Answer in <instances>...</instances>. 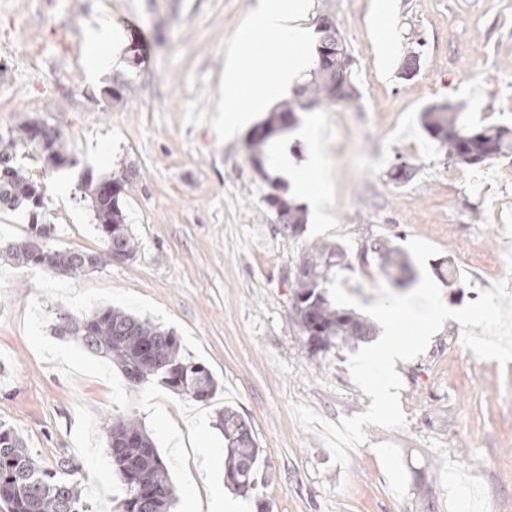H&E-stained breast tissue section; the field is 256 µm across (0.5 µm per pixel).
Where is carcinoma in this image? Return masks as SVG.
I'll use <instances>...</instances> for the list:
<instances>
[{"label":"carcinoma","mask_w":512,"mask_h":512,"mask_svg":"<svg viewBox=\"0 0 512 512\" xmlns=\"http://www.w3.org/2000/svg\"><path fill=\"white\" fill-rule=\"evenodd\" d=\"M334 30L338 49L329 61H316L310 78L295 90L294 104L273 111L247 141L252 162L262 164L261 147L282 132L287 121L297 124L295 109L302 111L328 100L330 83L346 78L345 101H355L354 61L333 18H319L318 40ZM428 135L444 148L451 162L467 168H479L494 158L512 157V129L504 125L472 127L449 104L432 105L421 116ZM31 122L17 131L0 133V209L14 210L24 204L29 208L26 239L10 245L6 254L16 265L42 268L43 261L26 248L33 238L46 240L52 229L42 219L43 198L32 201L34 190L41 185L19 162V152L27 150L56 168L58 161L71 156L67 142L58 138L42 141L29 135ZM108 178H88L82 184L84 199L89 201L96 217L101 247L87 252L67 249L68 265L59 275L79 278L112 264V250L117 247L129 258L137 253V242L125 221L122 198L125 190L107 199L101 189ZM288 203V221L298 227L305 224L301 206L280 195L269 193L264 201L274 224L279 223L273 201ZM373 258L384 276L397 285L405 284L410 271L406 254L385 241L371 245ZM90 255L94 267L81 256ZM346 260V252L337 245L320 244L303 258V269L294 275L293 310L312 351H328L340 345L370 340L374 325L360 315L331 303L325 284L332 268ZM55 332L80 341L87 350L112 361L126 381L136 387L151 382L161 383L197 401H209L219 384L203 364L186 358L174 332L147 319L119 309H97L76 316L62 311L57 316ZM218 428L224 435L226 483L234 490L248 494L257 487L256 466L260 448L255 435L240 413L226 406L219 416ZM106 442L112 467L124 486L120 512H171L177 493L159 451L133 415L116 416L106 430ZM73 465L49 466L37 460L14 429L0 424V512H89L81 481L75 478Z\"/></svg>","instance_id":"cac0c4a2"}]
</instances>
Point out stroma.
I'll use <instances>...</instances> for the list:
<instances>
[{
  "label": "stroma",
  "mask_w": 512,
  "mask_h": 512,
  "mask_svg": "<svg viewBox=\"0 0 512 512\" xmlns=\"http://www.w3.org/2000/svg\"><path fill=\"white\" fill-rule=\"evenodd\" d=\"M256 3L0 0V128L45 122L77 160L60 169L25 160L41 178L50 246L99 249L82 178L129 167L136 176L124 213L138 242L132 260L78 279L0 257V423L22 434L39 460L78 466L91 512H116L122 497L105 430L126 413L141 420L167 465L173 512H207L219 488L232 495L216 427L227 405L262 450L263 479L246 497L254 512H512V361L502 368L475 357L455 320L398 367L405 427L366 426L347 466L332 464L321 437L300 428L290 409L302 403L336 422L370 405L349 372L351 347L311 351L295 320L291 282L313 246L347 250L341 285L365 305L386 284L376 264L359 258L376 239L437 246L427 266L453 262L454 277L436 279L449 308L498 282L512 251V159L453 164L420 114L449 103L468 124L512 126V0H308L304 27L316 33L319 16L332 14L356 62L359 98L297 114L324 145L334 221L305 224L296 235L270 222L264 197L275 186L292 193L277 163L285 153L303 169L297 130L277 136L258 170L246 151L249 130L230 137L214 122L228 58L251 72L243 104L264 84L257 42L239 38ZM117 19L119 58L91 74L87 42ZM20 38L39 46L38 67L13 49ZM411 50L420 69L405 80ZM75 70L82 79L74 85ZM116 83L121 100L104 97ZM19 97L28 108L15 107ZM403 162L411 177L393 181ZM107 307L173 330L184 356L216 377L215 398L130 386L111 361L55 335L60 310Z\"/></svg>",
  "instance_id": "35a3bbf8"
}]
</instances>
